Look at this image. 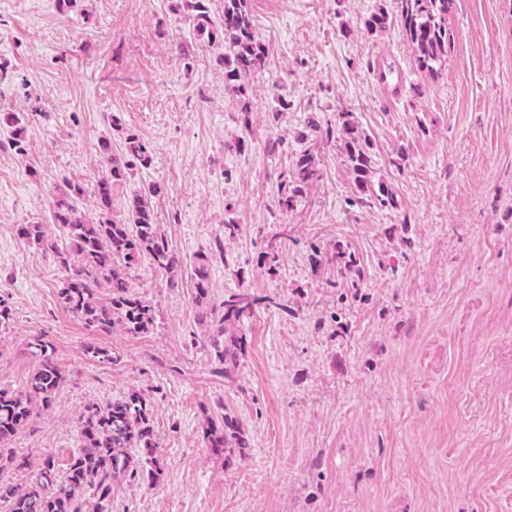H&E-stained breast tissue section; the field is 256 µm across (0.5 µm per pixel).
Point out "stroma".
I'll return each instance as SVG.
<instances>
[{
  "instance_id": "1",
  "label": "stroma",
  "mask_w": 512,
  "mask_h": 512,
  "mask_svg": "<svg viewBox=\"0 0 512 512\" xmlns=\"http://www.w3.org/2000/svg\"><path fill=\"white\" fill-rule=\"evenodd\" d=\"M381 8L397 4L252 6L267 68L239 98L224 89L223 38H196L186 0L67 12L0 0V113L15 118L0 125V387L25 388L37 337L66 372L10 441L19 465L1 482L26 485L48 455L65 465L85 406L139 391L162 473L119 478L112 512H512V0H455L435 77L397 24L367 31ZM378 57L399 69V94L373 73ZM343 111L397 207L350 205L354 176L331 145L306 201L280 210L310 124L339 128ZM131 134L151 162L113 183L109 215L126 221L131 199L160 186L154 216L171 248L187 264L213 258L210 298L143 258L129 281L156 324L107 335L58 303L75 253L53 202L78 186L71 203L97 219L101 148L124 154ZM28 224L58 251L22 235ZM339 249L361 278L337 274ZM241 290L275 303L243 323L245 354L224 379L205 315ZM221 411L249 446L231 467L202 440Z\"/></svg>"
}]
</instances>
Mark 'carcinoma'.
Masks as SVG:
<instances>
[{
    "label": "carcinoma",
    "mask_w": 512,
    "mask_h": 512,
    "mask_svg": "<svg viewBox=\"0 0 512 512\" xmlns=\"http://www.w3.org/2000/svg\"><path fill=\"white\" fill-rule=\"evenodd\" d=\"M398 26L406 34L418 69L434 75L448 52V15L454 0H398ZM193 26L201 40L212 41L216 26L224 36L225 89L238 97L246 95L250 83L266 66L264 44L256 33L250 0H224V15L216 22L208 0H193ZM342 137L337 145L354 174L361 193L357 202L365 203L362 194L369 191L370 144L361 140L349 113H341ZM330 134H317L311 149L296 161L293 180L279 192L277 206L291 210L307 198L312 187L323 177L316 165L317 150L332 142ZM127 152L146 166L150 162L147 147L137 138L127 139ZM97 187L100 205L111 206L112 182L126 175L128 165L104 152L100 162ZM160 187L151 184L130 202V218L118 224L108 218L86 223L72 217L74 208L61 200L54 210L56 223L67 228L78 262L67 268L66 278L58 289L61 307L86 327L104 334L120 328L137 336L147 332L156 321L155 307L136 297L131 290L128 272L149 256L156 268L172 273L181 266L180 258L170 248L167 238L154 223L152 198ZM22 233L53 250L55 244L45 238L42 225L27 224ZM210 259L201 255L194 260L187 285L196 301L209 296ZM258 299L242 292L233 294L213 310L212 331L207 338L213 359L212 373L231 376L245 353L246 337L231 332L250 317ZM34 369L27 388L15 393L0 387V472L14 462L12 451L1 447L23 429L33 408L48 409L53 404L65 371L48 353L40 339L29 344ZM206 447L224 455V462L234 464L248 456L247 443L240 423L228 413L207 422L203 433ZM158 443L153 434V417L149 403L134 392L122 400L105 405L90 404L80 419L79 444L62 469L51 456L45 457L22 488L0 483V501L9 512H108L116 476L157 481L161 472L156 456Z\"/></svg>",
    "instance_id": "obj_1"
}]
</instances>
